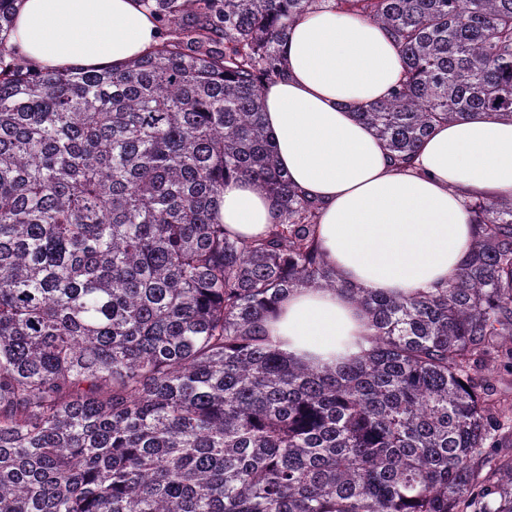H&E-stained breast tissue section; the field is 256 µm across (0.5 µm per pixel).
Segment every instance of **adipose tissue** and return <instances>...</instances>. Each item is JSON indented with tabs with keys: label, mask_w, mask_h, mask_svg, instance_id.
<instances>
[{
	"label": "adipose tissue",
	"mask_w": 512,
	"mask_h": 512,
	"mask_svg": "<svg viewBox=\"0 0 512 512\" xmlns=\"http://www.w3.org/2000/svg\"><path fill=\"white\" fill-rule=\"evenodd\" d=\"M159 41L139 0H19L9 36L15 55L44 71L119 68ZM284 63L287 77L262 89L265 126L293 184L320 203L317 237L342 285L293 289L267 329L295 361L333 366L370 348L369 318L346 285L408 295L457 273L475 235L466 201L512 196V118L438 126L399 170L354 116L401 76L382 26L334 8L307 14L289 28ZM219 219L250 239L278 212L240 180L225 186Z\"/></svg>",
	"instance_id": "obj_1"
}]
</instances>
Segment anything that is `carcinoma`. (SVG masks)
I'll return each instance as SVG.
<instances>
[{
  "instance_id": "carcinoma-1",
  "label": "carcinoma",
  "mask_w": 512,
  "mask_h": 512,
  "mask_svg": "<svg viewBox=\"0 0 512 512\" xmlns=\"http://www.w3.org/2000/svg\"><path fill=\"white\" fill-rule=\"evenodd\" d=\"M165 26L123 69L6 61L0 0V512H512L501 448L512 374V196L472 198L446 287L342 283L318 203L278 165L262 87L288 29L347 7L395 42L402 75L358 107L411 165L438 126L512 117V0H141ZM270 194L250 240L218 221L224 185ZM343 288L369 352L299 364L266 320L293 288ZM476 381L489 391H493L502 397L506 396L512 403V375L506 372H497L490 366L476 373Z\"/></svg>"
}]
</instances>
